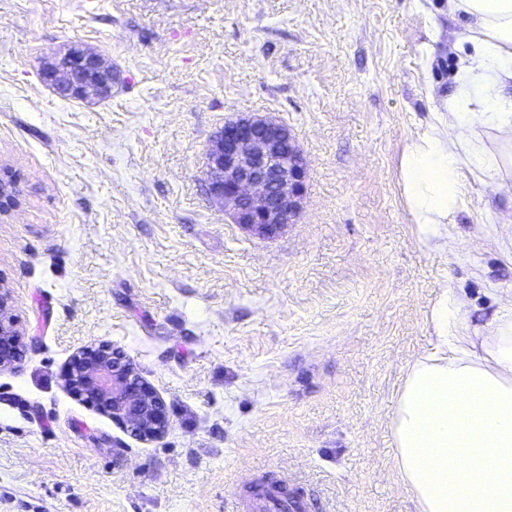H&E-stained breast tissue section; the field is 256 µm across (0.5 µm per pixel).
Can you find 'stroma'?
I'll list each match as a JSON object with an SVG mask.
<instances>
[{"instance_id":"stroma-1","label":"stroma","mask_w":512,"mask_h":512,"mask_svg":"<svg viewBox=\"0 0 512 512\" xmlns=\"http://www.w3.org/2000/svg\"><path fill=\"white\" fill-rule=\"evenodd\" d=\"M447 0H0V288L21 336L0 368V512H254L286 475L318 512H416L391 421L443 288L483 325L512 296V198L463 169L423 238L399 170L454 87ZM80 41L119 75L69 101L44 61ZM288 125L309 162L276 239L206 194L212 132ZM106 341L165 400L131 436L63 385Z\"/></svg>"}]
</instances>
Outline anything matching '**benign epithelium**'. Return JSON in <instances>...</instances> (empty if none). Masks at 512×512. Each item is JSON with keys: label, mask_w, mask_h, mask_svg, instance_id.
Instances as JSON below:
<instances>
[{"label": "benign epithelium", "mask_w": 512, "mask_h": 512, "mask_svg": "<svg viewBox=\"0 0 512 512\" xmlns=\"http://www.w3.org/2000/svg\"><path fill=\"white\" fill-rule=\"evenodd\" d=\"M116 71L101 54L75 45L64 67L49 62L43 82L58 95L105 98ZM203 173L210 200L233 223L263 239L277 237L298 219L309 177L308 160L288 126L277 117L242 113L224 121L207 145ZM18 195L0 179V214L13 210ZM17 330L5 293L0 291V367L12 364ZM71 391L141 441L167 432L166 404L132 362L99 342L80 349L66 368Z\"/></svg>", "instance_id": "benign-epithelium-1"}]
</instances>
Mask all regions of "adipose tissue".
<instances>
[{"label": "adipose tissue", "mask_w": 512, "mask_h": 512, "mask_svg": "<svg viewBox=\"0 0 512 512\" xmlns=\"http://www.w3.org/2000/svg\"><path fill=\"white\" fill-rule=\"evenodd\" d=\"M463 19L457 86L435 124L405 148L400 171L414 224L438 234L461 195L459 171L485 172L512 190V0H448ZM491 128L490 157L475 128ZM431 351L407 367L394 411V459L417 512H512V299L480 327L457 296H441L430 317Z\"/></svg>", "instance_id": "adipose-tissue-1"}]
</instances>
